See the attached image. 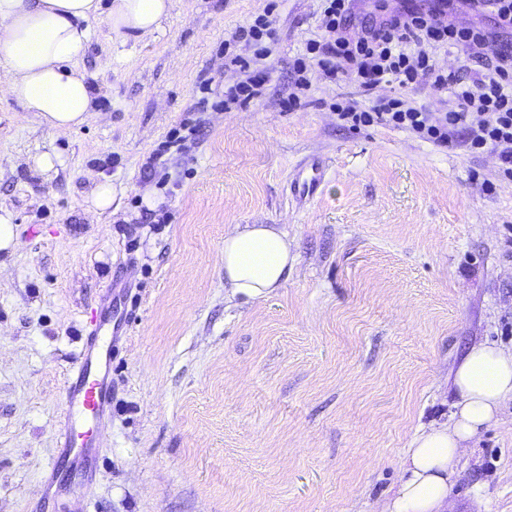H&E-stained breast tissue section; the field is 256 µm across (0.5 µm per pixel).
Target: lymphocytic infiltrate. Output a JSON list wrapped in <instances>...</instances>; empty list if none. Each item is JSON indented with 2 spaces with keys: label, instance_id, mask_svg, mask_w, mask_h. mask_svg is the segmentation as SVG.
Returning <instances> with one entry per match:
<instances>
[{
  "label": "lymphocytic infiltrate",
  "instance_id": "lymphocytic-infiltrate-1",
  "mask_svg": "<svg viewBox=\"0 0 512 512\" xmlns=\"http://www.w3.org/2000/svg\"><path fill=\"white\" fill-rule=\"evenodd\" d=\"M450 0L421 9L393 6L389 0H373L364 14L356 0H321L322 36L308 40L306 54L291 65L293 93L289 104L312 87L309 74L318 70L328 77L343 73L356 78L363 90L384 83L397 84V96L371 109L354 104H336L341 124L358 128L381 126L405 130L439 147H465L469 152H493L504 177L512 178V0H463L480 6L495 22V31L474 25L461 27L448 14ZM274 30L267 15L254 17L238 27L231 43L244 42L253 48L252 60L228 56V68L240 77L225 85L220 108L231 109L259 98L270 78L266 60L271 52ZM448 46L457 52L455 68L435 64L434 53ZM427 76L435 92H447L441 111L415 105L410 97L418 76ZM208 97L195 104V118L180 122L148 161L164 167L166 154L186 153L202 126L200 115L207 111Z\"/></svg>",
  "mask_w": 512,
  "mask_h": 512
}]
</instances>
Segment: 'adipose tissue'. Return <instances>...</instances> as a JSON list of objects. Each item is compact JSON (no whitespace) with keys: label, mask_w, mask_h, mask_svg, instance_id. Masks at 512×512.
<instances>
[{"label":"adipose tissue","mask_w":512,"mask_h":512,"mask_svg":"<svg viewBox=\"0 0 512 512\" xmlns=\"http://www.w3.org/2000/svg\"><path fill=\"white\" fill-rule=\"evenodd\" d=\"M172 0H0V87L41 123L65 134L83 125L95 97L77 61L93 22L113 33L152 37ZM224 285L265 297L293 268L288 233L275 224H238L224 236ZM458 396L449 421L417 431L402 461L404 476L381 512H446L455 465L467 442L512 400V351L472 347L453 377Z\"/></svg>","instance_id":"obj_1"}]
</instances>
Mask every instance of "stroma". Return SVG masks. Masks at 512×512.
<instances>
[{"mask_svg": "<svg viewBox=\"0 0 512 512\" xmlns=\"http://www.w3.org/2000/svg\"><path fill=\"white\" fill-rule=\"evenodd\" d=\"M318 0H173L153 38L94 23L78 60L96 98L60 135L0 93V512H34L55 454L64 382L104 295L120 322L112 423L88 489L46 512H380L417 430L448 421L476 345L512 349V178L493 153L407 132L348 130L331 105L357 83L313 75L287 109L289 67L318 36ZM268 12L264 94L205 112L189 155L147 169L202 79L222 95L224 41ZM51 153L47 174L28 157ZM329 169L304 207V157ZM123 215L91 216L94 179ZM159 200L148 208L144 188ZM234 224H280L283 288L231 295L219 253ZM451 512H512V401L470 440ZM2 211V214H1ZM18 246L12 214L7 209L0 207V251L13 254Z\"/></svg>", "mask_w": 512, "mask_h": 512, "instance_id": "obj_1", "label": "stroma"}]
</instances>
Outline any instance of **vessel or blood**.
I'll return each mask as SVG.
<instances>
[{
    "instance_id": "b4317fda",
    "label": "vessel or blood",
    "mask_w": 512,
    "mask_h": 512,
    "mask_svg": "<svg viewBox=\"0 0 512 512\" xmlns=\"http://www.w3.org/2000/svg\"><path fill=\"white\" fill-rule=\"evenodd\" d=\"M327 172L317 159L302 161L290 192L297 201L313 198ZM119 338L107 319L92 321L76 363L65 380L64 419L56 438L57 463L67 464L78 487L96 473L97 437L112 415V354Z\"/></svg>"
}]
</instances>
